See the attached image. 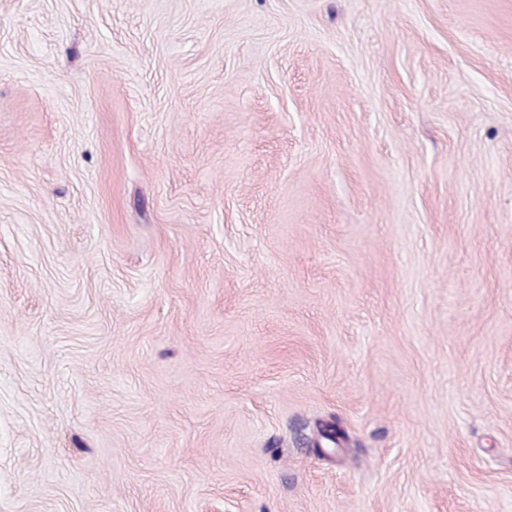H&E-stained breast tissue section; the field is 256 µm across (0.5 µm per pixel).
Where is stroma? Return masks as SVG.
<instances>
[{
  "label": "stroma",
  "instance_id": "35a3bbf8",
  "mask_svg": "<svg viewBox=\"0 0 512 512\" xmlns=\"http://www.w3.org/2000/svg\"><path fill=\"white\" fill-rule=\"evenodd\" d=\"M0 512H512V0H0Z\"/></svg>",
  "mask_w": 512,
  "mask_h": 512
}]
</instances>
